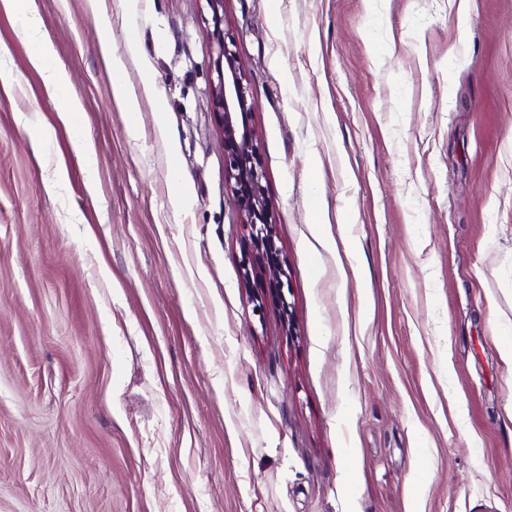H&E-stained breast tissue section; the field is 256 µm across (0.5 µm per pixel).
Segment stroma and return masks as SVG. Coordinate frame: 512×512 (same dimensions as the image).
<instances>
[{
	"instance_id": "35a3bbf8",
	"label": "stroma",
	"mask_w": 512,
	"mask_h": 512,
	"mask_svg": "<svg viewBox=\"0 0 512 512\" xmlns=\"http://www.w3.org/2000/svg\"><path fill=\"white\" fill-rule=\"evenodd\" d=\"M36 4L67 83L0 6V512H512V0H224L287 319L205 0ZM211 12L212 45L216 54L211 69V95L222 133L224 177L239 207L242 238L241 266L248 276L256 265H267L272 272L267 292L289 308L283 294L288 288L282 279L287 259L276 245L273 207L265 194V172L257 160V143L245 116L251 111L247 87L238 61L235 43L224 31V0H206ZM225 62V65H224ZM214 73L216 77H214ZM286 277V276H285ZM101 51L106 58L112 60L114 97L124 104L128 112L137 111L138 104L136 97L130 92L123 79V65L119 59L114 57V55L112 59V47L109 39L102 41Z\"/></svg>"
}]
</instances>
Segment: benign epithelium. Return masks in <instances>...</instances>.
<instances>
[{
    "label": "benign epithelium",
    "instance_id": "1",
    "mask_svg": "<svg viewBox=\"0 0 512 512\" xmlns=\"http://www.w3.org/2000/svg\"><path fill=\"white\" fill-rule=\"evenodd\" d=\"M211 12L213 59L210 87L224 146V177L239 207L242 238L241 266L244 275L265 265L272 272L267 292L287 308L282 279L287 259L276 245L273 207L265 194V172L257 160V143L245 116L251 111L247 87L235 43L224 31V0H206Z\"/></svg>",
    "mask_w": 512,
    "mask_h": 512
}]
</instances>
